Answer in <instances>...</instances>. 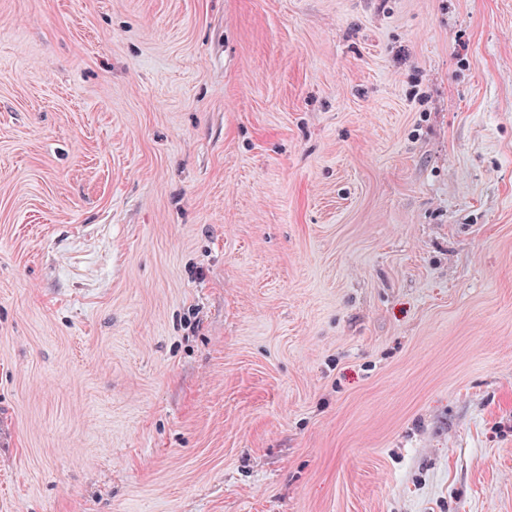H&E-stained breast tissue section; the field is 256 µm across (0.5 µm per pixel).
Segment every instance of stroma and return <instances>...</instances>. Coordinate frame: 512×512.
Returning a JSON list of instances; mask_svg holds the SVG:
<instances>
[{"instance_id": "1", "label": "stroma", "mask_w": 512, "mask_h": 512, "mask_svg": "<svg viewBox=\"0 0 512 512\" xmlns=\"http://www.w3.org/2000/svg\"><path fill=\"white\" fill-rule=\"evenodd\" d=\"M0 512H512V0H0Z\"/></svg>"}]
</instances>
